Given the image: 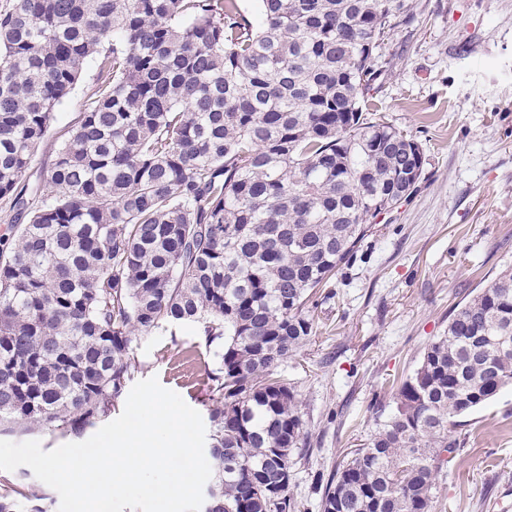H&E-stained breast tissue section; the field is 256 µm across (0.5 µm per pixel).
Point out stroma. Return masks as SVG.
I'll return each mask as SVG.
<instances>
[{"instance_id": "stroma-1", "label": "stroma", "mask_w": 512, "mask_h": 512, "mask_svg": "<svg viewBox=\"0 0 512 512\" xmlns=\"http://www.w3.org/2000/svg\"><path fill=\"white\" fill-rule=\"evenodd\" d=\"M417 20L382 45L386 72L369 95L378 119L411 135L425 156L413 194L379 215L336 297L315 313V336L282 363L310 438L288 491L318 512L316 473L334 469L371 434L382 384L409 374L482 279L512 266V0H415ZM98 87L86 67L56 108L25 174L45 181ZM135 380L157 377L200 414L217 365L194 328L138 341ZM467 443L444 468V512H512V390L465 417Z\"/></svg>"}]
</instances>
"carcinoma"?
Instances as JSON below:
<instances>
[{"label": "carcinoma", "instance_id": "1", "mask_svg": "<svg viewBox=\"0 0 512 512\" xmlns=\"http://www.w3.org/2000/svg\"><path fill=\"white\" fill-rule=\"evenodd\" d=\"M6 0L0 8V425L80 439L133 380L134 344L194 325L216 347L200 512H299L309 447L277 375L335 299L421 146L367 117L377 49L412 0ZM101 77L50 176L24 177L88 63ZM512 386V267L450 314L375 429L317 475L320 512H434L459 419ZM0 490V512H46Z\"/></svg>", "mask_w": 512, "mask_h": 512}]
</instances>
